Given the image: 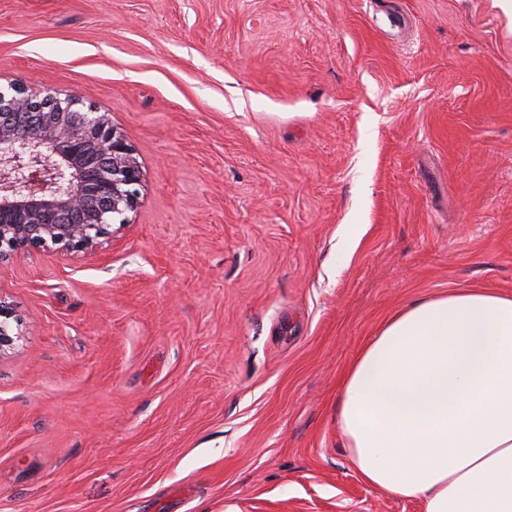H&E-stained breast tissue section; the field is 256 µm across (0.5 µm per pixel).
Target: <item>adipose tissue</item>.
Wrapping results in <instances>:
<instances>
[{
    "mask_svg": "<svg viewBox=\"0 0 512 512\" xmlns=\"http://www.w3.org/2000/svg\"><path fill=\"white\" fill-rule=\"evenodd\" d=\"M336 426L367 485L420 512H512V295L420 297L345 368Z\"/></svg>",
    "mask_w": 512,
    "mask_h": 512,
    "instance_id": "1",
    "label": "adipose tissue"
}]
</instances>
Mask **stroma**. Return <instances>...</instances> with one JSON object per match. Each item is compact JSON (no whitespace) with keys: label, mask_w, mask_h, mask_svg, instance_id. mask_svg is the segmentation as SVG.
Returning a JSON list of instances; mask_svg holds the SVG:
<instances>
[{"label":"stroma","mask_w":512,"mask_h":512,"mask_svg":"<svg viewBox=\"0 0 512 512\" xmlns=\"http://www.w3.org/2000/svg\"><path fill=\"white\" fill-rule=\"evenodd\" d=\"M141 167L93 250L0 264V512H420L336 389L381 322L512 293V0H0V87ZM22 319L14 307L0 297V357L14 349L22 339Z\"/></svg>","instance_id":"obj_1"}]
</instances>
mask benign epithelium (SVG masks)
Here are the masks:
<instances>
[{"label": "benign epithelium", "instance_id": "1", "mask_svg": "<svg viewBox=\"0 0 512 512\" xmlns=\"http://www.w3.org/2000/svg\"><path fill=\"white\" fill-rule=\"evenodd\" d=\"M141 172L126 137L79 99L0 90V263L29 249L92 250L128 222ZM22 319L0 298V355Z\"/></svg>", "mask_w": 512, "mask_h": 512}]
</instances>
